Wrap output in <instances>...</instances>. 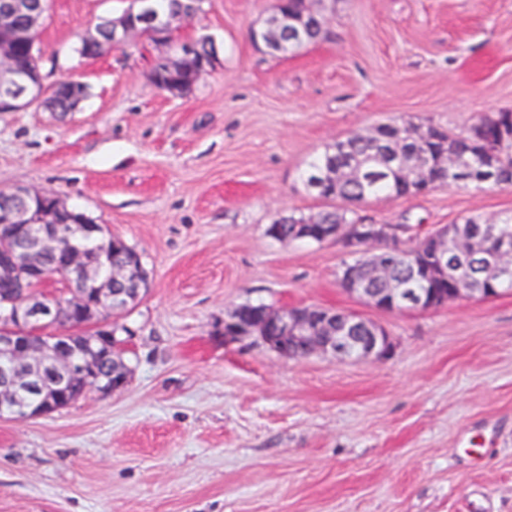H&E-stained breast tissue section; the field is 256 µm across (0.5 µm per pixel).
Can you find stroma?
Segmentation results:
<instances>
[{
    "instance_id": "obj_1",
    "label": "stroma",
    "mask_w": 512,
    "mask_h": 512,
    "mask_svg": "<svg viewBox=\"0 0 512 512\" xmlns=\"http://www.w3.org/2000/svg\"><path fill=\"white\" fill-rule=\"evenodd\" d=\"M130 0H52L47 83L76 111L0 112V192L57 194L149 272L121 321L128 386L0 419V512H512V290L381 312L338 283L339 243L267 227L330 208L301 174L330 142L388 121L468 131L512 110V0H311L323 38L275 55L252 32L273 0H207L178 29L217 64L184 98L149 75L147 37L97 57L75 31ZM419 239L512 213V187L449 185L359 205ZM247 303L330 307L382 324L384 360L288 359L216 331Z\"/></svg>"
}]
</instances>
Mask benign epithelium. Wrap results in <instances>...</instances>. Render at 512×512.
Listing matches in <instances>:
<instances>
[{
    "label": "benign epithelium",
    "mask_w": 512,
    "mask_h": 512,
    "mask_svg": "<svg viewBox=\"0 0 512 512\" xmlns=\"http://www.w3.org/2000/svg\"><path fill=\"white\" fill-rule=\"evenodd\" d=\"M189 8L175 16L160 17L153 13L151 0H136L137 8L118 18H103L102 27L112 32L113 43L120 45L140 35V23L146 21L157 31L174 30L201 14L203 0H188ZM18 13L32 16L31 28L41 25L42 16L32 10L30 0H0V112H20L32 107L53 110L51 93L38 95L34 84L44 81L35 74L13 66V17ZM277 14L276 22L260 31H254V41L273 49L280 27L288 18ZM192 65V85L164 89L174 98L186 96L194 89L201 76L215 65L213 59H198L194 43L175 48L171 69L183 71ZM53 90L79 102L86 92L80 82H61ZM455 158L454 149L443 145L437 160L426 157L415 169L410 193L423 194L438 186L447 185L444 169L448 159ZM0 224L18 234L24 247L16 248L10 239L0 236V276L7 287L0 290V418L30 419L40 417L71 405V386L79 381L83 390L94 387L98 357L92 347L75 356L67 339L54 337L59 347L46 349L31 342L29 332L37 327L55 325L70 314L77 305L92 299L96 312L92 319L72 327L89 336H110L119 318L131 301L139 300L144 292L142 267L133 264L112 269L102 276L106 254L94 256L79 244L84 238L99 236L101 225L86 214L68 208L56 194L35 192L17 187L9 193L0 192ZM450 231L442 226L434 233L416 241L413 261L408 272L395 282L393 288H369L360 279L356 263H344L339 272V283L350 294L366 304L387 312L435 309L463 297L484 299L472 288H453L440 295L432 288L435 280H466L468 263L478 253V238H457L448 243ZM398 238L390 224H357L354 227L334 228L323 234L322 241L341 239L351 250L367 256L373 276L387 279L392 263L388 244ZM65 258L61 271L77 280L73 296L64 303L48 302L37 292L50 276L49 267L41 264L44 257ZM486 270L495 275H512V240L502 239L498 251L485 256ZM241 336H254L270 350L282 357H308L313 354L356 359L383 358L392 349L389 333L382 326L354 313L328 307H295L277 310L270 306L251 315L238 307L224 317V341ZM33 390L47 393V399L38 405L27 402Z\"/></svg>",
    "instance_id": "benign-epithelium-1"
}]
</instances>
